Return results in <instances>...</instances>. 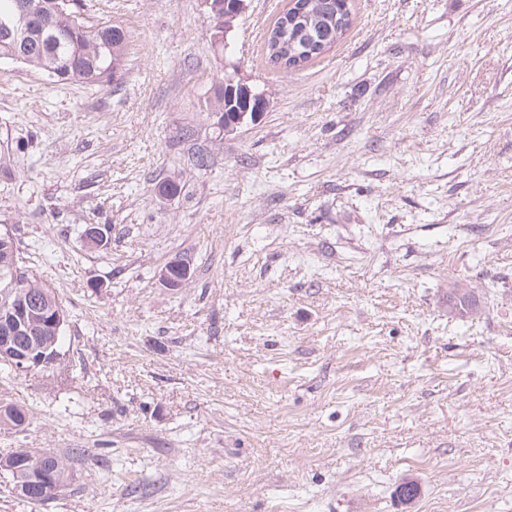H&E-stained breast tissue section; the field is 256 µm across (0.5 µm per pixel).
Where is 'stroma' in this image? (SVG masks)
<instances>
[{"instance_id":"1","label":"stroma","mask_w":512,"mask_h":512,"mask_svg":"<svg viewBox=\"0 0 512 512\" xmlns=\"http://www.w3.org/2000/svg\"><path fill=\"white\" fill-rule=\"evenodd\" d=\"M86 2L132 33L119 83L0 61V224L69 312L60 365L0 367V457L73 473L34 503L0 470V512H512V0H352L295 71L289 0L221 54L202 0ZM233 71L270 107L219 142ZM312 15L320 18L325 32L328 33L329 28L334 30V40L323 45H310L300 36ZM351 24L348 0H292L267 32L265 50L268 62L284 70L299 69L329 50Z\"/></svg>"}]
</instances>
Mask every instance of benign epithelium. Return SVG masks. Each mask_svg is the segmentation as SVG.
Here are the masks:
<instances>
[{"label": "benign epithelium", "mask_w": 512, "mask_h": 512, "mask_svg": "<svg viewBox=\"0 0 512 512\" xmlns=\"http://www.w3.org/2000/svg\"><path fill=\"white\" fill-rule=\"evenodd\" d=\"M203 5L215 23L214 39L226 43L234 30L235 22L247 10L248 0H233L230 5L220 0H203ZM35 11V3L21 0L14 14L0 19V37L17 43L25 41ZM220 89L224 94L222 105L227 107L236 101L241 103V108L231 115L222 109L211 113V117L216 119L215 127L226 137L236 133L244 124L256 122L270 107V98L266 91L236 79L234 73L224 74ZM160 275L168 285L181 288L191 277L190 264L185 259L177 258L173 260L171 267L163 268ZM53 310L54 304L44 292L31 286L18 291L16 301L7 305L0 314L5 321H14L20 326H34L36 317ZM52 347L53 344L42 336H30L26 341L16 336H0V352L4 353L19 373H27L41 366L46 369L55 367L61 356ZM58 467L60 463L56 460L52 464L31 469L28 482L41 487L44 494L53 495L63 489V485L52 480V473Z\"/></svg>", "instance_id": "obj_1"}]
</instances>
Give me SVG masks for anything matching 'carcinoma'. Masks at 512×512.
<instances>
[{
	"instance_id": "cac0c4a2",
	"label": "carcinoma",
	"mask_w": 512,
	"mask_h": 512,
	"mask_svg": "<svg viewBox=\"0 0 512 512\" xmlns=\"http://www.w3.org/2000/svg\"><path fill=\"white\" fill-rule=\"evenodd\" d=\"M44 5V12L53 16L51 31L30 43L29 66L42 68L50 78L62 84H101L112 81V68L124 62L129 42L128 30L110 21L92 23L76 19L84 0H35ZM352 24L349 0H292L291 5L267 32L265 50L268 62L284 70H295L320 57ZM31 282L56 296L27 264L26 252L9 232L0 233V307L5 293L23 288ZM448 308L475 310L470 291L455 288L448 292ZM0 420L14 427L26 423L24 410L7 404L0 409ZM397 497L404 503L420 494L418 484L405 480L397 486Z\"/></svg>"
}]
</instances>
